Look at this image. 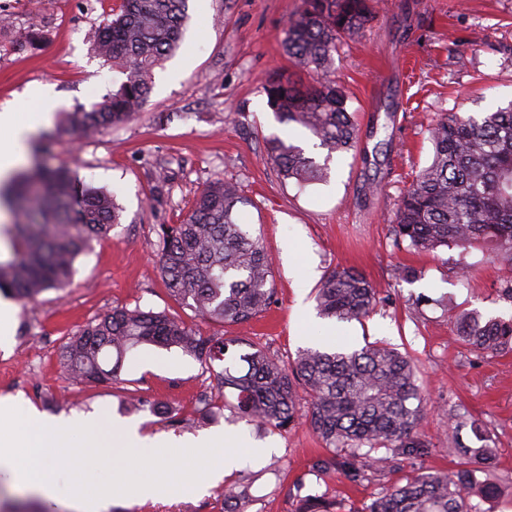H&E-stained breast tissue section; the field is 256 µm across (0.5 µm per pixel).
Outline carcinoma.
<instances>
[{
  "label": "carcinoma",
  "mask_w": 512,
  "mask_h": 512,
  "mask_svg": "<svg viewBox=\"0 0 512 512\" xmlns=\"http://www.w3.org/2000/svg\"><path fill=\"white\" fill-rule=\"evenodd\" d=\"M374 0H303L285 30L286 53L312 76L309 83L270 76L267 103L281 124L308 130L327 150L323 163L279 136L265 139L262 159L285 179L321 182L334 153L355 147L358 131L347 98L334 78L336 43L358 36L373 20ZM188 22V0H121L119 12L98 28L94 51L123 68L120 87L93 105L65 113L60 128L88 139L129 122L142 111L152 91L153 70L179 48ZM43 39L28 30L11 36L19 50H35ZM432 160L412 176L399 199L393 232L396 243L419 252L450 245H491L496 259L512 267V103L481 116L444 114L428 128ZM13 212L15 247L0 261V293L31 301L42 291L63 288L76 258L90 243L120 223L113 195L84 185L76 171L34 167L0 191ZM250 204L241 186L224 178L206 183L178 224L157 225V258L169 295L203 320L245 326L274 295V275L260 235L239 220ZM377 293L359 272L335 268L316 288V309L338 322L370 313ZM456 335L466 345L491 354L512 352V319L483 320L470 312L453 314ZM247 345L240 355L247 369L225 362L229 347ZM142 345L177 348L201 362L224 363L212 391L198 398L197 412L218 418L229 409L236 418L272 431L288 432L299 423L300 397L306 419L329 456L316 461L323 472L346 460L352 482L367 472H384L399 457L429 443L419 428L426 407L413 359L377 342L360 349L313 345L291 363L240 337L203 336L177 314L116 306L68 337L61 365L76 385L121 384L128 352ZM230 391L235 402L226 400ZM126 403L145 406L163 420L183 424L164 403L147 404L135 391ZM460 467L426 470L404 484L382 489L355 512H481L480 502L496 497L498 482L480 480L490 449L459 442L451 449ZM251 476L221 491L222 512H249ZM478 502H473V498ZM334 503L317 495L298 512H333Z\"/></svg>",
  "instance_id": "1"
}]
</instances>
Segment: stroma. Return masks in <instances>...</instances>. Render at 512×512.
I'll return each instance as SVG.
<instances>
[{"mask_svg": "<svg viewBox=\"0 0 512 512\" xmlns=\"http://www.w3.org/2000/svg\"><path fill=\"white\" fill-rule=\"evenodd\" d=\"M375 17L335 55L336 77L354 113L358 142L326 158L306 130L278 123L263 83L270 75L298 79L283 49L284 29L301 0H189L190 20L176 54L154 70L153 90L129 123L95 139L55 135L37 159L48 167L78 169L88 184L113 193L120 224L93 241L75 262L70 284L49 289L17 307L9 343L0 344V401H12L43 419L81 415L115 419L140 435L198 438L235 429L247 441L271 445L260 462H244L251 476V512H296L299 497L335 498V512H352L382 488L426 469L451 471L459 459L453 439L494 451L495 473L506 489L482 503L483 512H512V353L491 355L462 344L455 312L482 319L512 318V301L498 288L507 271L481 244L417 253L395 245L391 234L398 200L412 170L427 165V126L442 113L492 112L512 103V0H377ZM120 0H9L17 30L44 31L35 51L0 45V106L17 104L21 117L36 107L20 95L51 85L62 111L92 107L124 81L121 68L98 57L92 35ZM279 135L316 160L329 177L316 184L283 179L261 159L264 139ZM169 180L156 205L147 199L157 169ZM238 181L252 204L240 220L259 225L275 273L273 301L253 321L249 340L284 359L316 344L318 330L295 313L313 304L322 277L337 266L366 276L379 301L363 321L341 324V344L358 349L382 341L413 357L427 398L420 433L428 454L368 479L350 481L343 470H312L321 441L304 424L279 434L243 422L197 417V400L211 378L203 364L180 350L143 345L123 365L124 386H74L60 365L67 337L114 306L179 314L205 336H235L237 326L194 316L168 295L161 279L154 231L176 224L195 192L209 180ZM300 249L289 262V249ZM419 271L413 281L396 270ZM465 276H458L457 268ZM176 408L189 425L176 427L149 410L129 412L125 390ZM25 505L32 512H67L62 503L27 494L0 473V512ZM114 512H221L218 488L203 495L165 494L146 503L116 502Z\"/></svg>", "mask_w": 512, "mask_h": 512, "instance_id": "obj_1", "label": "stroma"}]
</instances>
